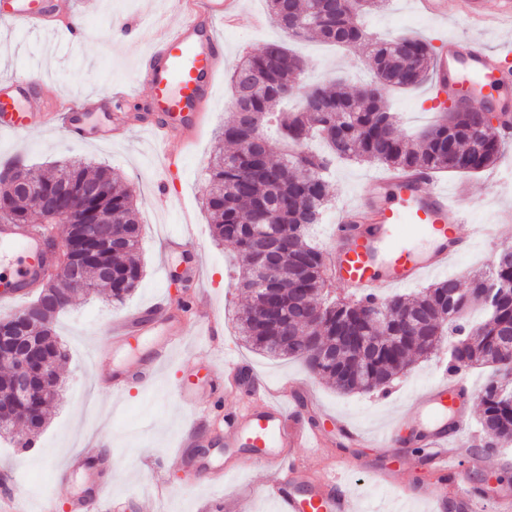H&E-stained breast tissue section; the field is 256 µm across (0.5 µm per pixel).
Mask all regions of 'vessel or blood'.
Segmentation results:
<instances>
[{
    "instance_id": "1",
    "label": "vessel or blood",
    "mask_w": 512,
    "mask_h": 512,
    "mask_svg": "<svg viewBox=\"0 0 512 512\" xmlns=\"http://www.w3.org/2000/svg\"><path fill=\"white\" fill-rule=\"evenodd\" d=\"M234 0H185L184 17L177 26L155 32L152 45L144 51L135 72L145 86L147 97H133L118 91L112 96L109 119L97 130L86 123L97 102L82 98L59 105L41 87L20 74L0 84V136L27 133L32 118L46 113L49 123L77 141L109 142L132 126L151 133L155 142L169 147L172 142H193L203 112L214 89L216 73L224 59L221 28ZM464 14L483 19L497 14L512 21V0H462ZM52 17L68 41L82 37L68 18L58 13L54 0H0V20L13 24L15 31L41 27ZM436 58V89L447 92L451 102L464 110L497 112L504 121L499 129L504 146L512 145V98L503 96L504 71L512 53L487 48L481 41L443 37ZM462 201L449 198L435 176L411 170L384 173L368 179L353 205L342 209L334 226L329 257L336 277L365 297H379L394 288L409 286L447 267L450 260L470 250L474 237L493 235L490 225L475 226L471 235L457 232L465 223ZM166 249L178 256L180 268L190 282H199L203 259L187 235L167 237ZM53 247L28 224H0V265L8 264L6 280L0 281V308L10 309L15 298L29 295L54 261ZM166 298L109 328L111 341L95 347L97 360H109L135 348L141 337L152 339L148 355L138 356L114 367L106 379L113 396H121L132 383L156 378L161 367L174 355L187 331L182 319L166 310ZM196 362L202 370L178 384L180 404L197 406L214 390L206 368L211 359L200 353ZM230 391L246 390L248 404L225 411L208 406L195 424L181 429L179 445L200 447L202 430L217 431L224 447V464L217 471L224 478L258 464L268 472L259 492L273 500L277 512H355V498L346 488L341 468L331 467L311 475L298 449L322 451L329 443L322 431L303 419L298 403L307 396L304 383L296 382L273 394L268 384L241 363H233ZM474 388L460 374L443 373L418 398L414 418L407 425L394 422L382 432L368 435L345 421L336 431L354 445L376 441L391 448L411 447L417 460L438 476L425 487H411L412 497L430 503L433 512H443L448 498H455L462 512H483L494 503L496 512H512V490L504 488L487 499L467 478L468 468L483 467L482 458L462 462L457 446L470 424V403ZM107 438L87 443L68 462L79 472L87 495L71 503L73 512H97L110 483L103 477L107 466L99 451Z\"/></svg>"
}]
</instances>
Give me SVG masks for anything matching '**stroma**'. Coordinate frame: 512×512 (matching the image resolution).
I'll list each match as a JSON object with an SVG mask.
<instances>
[{
    "label": "stroma",
    "instance_id": "35a3bbf8",
    "mask_svg": "<svg viewBox=\"0 0 512 512\" xmlns=\"http://www.w3.org/2000/svg\"><path fill=\"white\" fill-rule=\"evenodd\" d=\"M56 4L60 12L85 29L86 40L73 46L63 36L55 37L42 30L16 33L0 21V80L23 73L33 82L51 88L63 101L101 98L99 109L92 115L96 125L105 120L108 107L104 100L114 85H125L130 92L145 96V88L136 85L134 75L139 53L150 42L151 29H144L135 46L111 41L110 35L116 23L131 24L143 17L157 24H177L181 14L172 9L170 0H56ZM237 9L238 26L224 32V69L228 72L243 52L260 51L266 43L283 37L274 21L267 18L266 0H239ZM365 24L371 32L382 36H415L434 44L448 33L479 35L494 49L512 45V28L478 33L452 12L448 15V27L443 30L436 22L419 16L411 0H387L381 11L366 18ZM293 47L307 61L302 85L326 83L341 76L347 85L356 88L374 77L366 44L346 51L314 41H297ZM388 103L392 111L401 113L402 130L410 135L431 123L436 101L425 84L408 92L393 93ZM210 109L209 121L196 141L170 149L176 162L171 185L174 199L164 212L157 211L153 202V173L162 157L140 130H131L126 137L109 143H75L40 125L19 139L0 137V164L20 157L28 166L46 173L55 165L82 161L109 167L121 175L134 191L136 219L141 228L139 259L144 268L141 284L123 303L115 304L92 294L74 300L55 323L56 334L67 353L59 370L66 379L64 390L68 399L48 408L46 423L29 452H16L11 444L0 440V473L7 469L15 471L17 481L13 490L22 497L27 512H41L43 499L50 491L60 505L58 512H67L69 497L81 492L83 485L80 475L67 470L65 460L103 429L109 431L112 440L115 473L110 492L112 497L127 500V512H201L203 505L215 498L225 500L226 512H275L269 500L249 493L266 477L261 466H252L219 487L207 480L191 479L175 448L177 432L193 423L195 412L178 405L174 388L202 348L203 337L189 334L147 387L131 386L118 399L94 390V379L107 366L95 362L91 350L106 342V321L149 306L159 295H177L164 277L165 235L189 234L206 256L202 283L193 291V304L199 309L214 310L222 317L223 332L210 352L214 365L220 368L232 360L243 361L275 389L294 379L306 381L313 402L307 411L309 420L326 415L344 419L364 432L379 430L389 422L409 417L413 398L440 374L444 357L437 354L419 360L411 371L382 389L341 395L325 381L311 376L300 361L269 359L245 346L235 319L240 304L246 301L235 286L237 253L230 244L214 241L203 206L208 188L206 168L216 135L232 117L226 79L217 82ZM383 171V166L366 162L336 163L332 172L334 207L326 213L323 223L312 230L313 244L327 249L339 207L355 199L367 178ZM511 172L512 157L503 155L492 169L491 174L496 177L492 185L486 182L491 174L440 175L439 181L447 185L449 194L462 199L467 206V221L460 225V233L469 234L477 224H493L499 230L497 237L475 240L470 251L452 260L448 275L463 278L488 267L503 245H512V181L507 178ZM336 454L367 464L366 470L347 476L346 488L355 495L360 512H429L424 502L402 496L405 487L428 482L432 477L429 469L414 463L413 449L355 448L341 444L330 447L323 455L306 453L305 461L312 471L318 472ZM380 467L393 469L391 484L374 481L371 471Z\"/></svg>",
    "mask_w": 512,
    "mask_h": 512
}]
</instances>
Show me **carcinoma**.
Listing matches in <instances>:
<instances>
[{"label": "carcinoma", "mask_w": 512, "mask_h": 512, "mask_svg": "<svg viewBox=\"0 0 512 512\" xmlns=\"http://www.w3.org/2000/svg\"><path fill=\"white\" fill-rule=\"evenodd\" d=\"M385 0H267L271 16H288L307 24L302 39L352 47H370L374 80L358 92L343 83L314 85L315 106L295 112L282 105L296 93L304 60L283 41L267 43L259 52L242 54L232 70L233 119L218 132L217 147L207 168L210 189L204 199L216 241L231 243L240 259L238 287L248 294L237 311L245 346L270 356L302 360L311 373L337 392H370L408 371L414 358L436 352L446 338L463 344L450 353L448 369L464 371L491 366L500 374L512 360V264L497 260L490 274L478 271L466 282L450 276L412 295L379 300L332 294L333 279L322 251L312 244L311 229L322 223L332 203L329 169L338 160L376 162L400 170L473 175L492 168L501 154L496 130L482 117L472 126V113L445 112L413 141L401 133L396 113L387 104L392 89H411L431 74L435 48L414 37L385 38L368 33L364 15ZM274 126L293 152L275 159L268 153L265 129ZM320 137L328 151H311L307 143ZM45 193L69 185L74 194L42 209L36 229L53 232L66 226V245L85 279L121 303L138 287L143 268L137 257L139 224L134 200L112 170L90 171L81 162L60 165L55 173L23 167L22 178L0 182V222L27 224L34 213L25 184ZM95 185L98 192L79 190ZM107 219L124 225L125 239L112 253L92 252L93 224ZM273 228L278 245L270 252L277 271L266 289L251 288L252 266L259 259L256 228ZM499 282V295L488 308L477 289L489 278ZM49 301L40 323L27 331L55 364L66 351L53 329L54 316L77 294L64 271L43 285ZM454 294L456 317L448 318V294ZM480 309L482 320L468 313ZM351 336L346 346L337 337ZM481 430L490 447L512 444V395L489 380L481 390Z\"/></svg>", "instance_id": "obj_1"}]
</instances>
